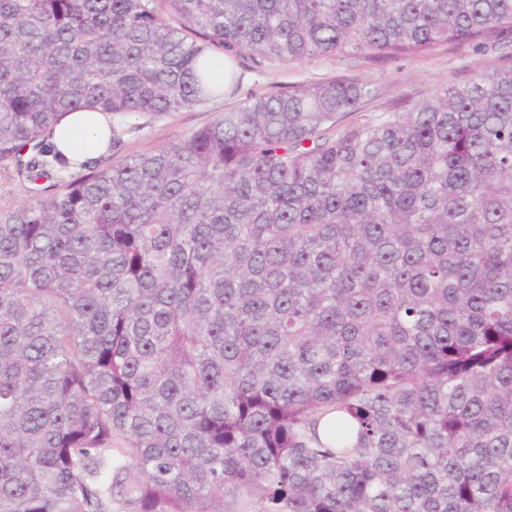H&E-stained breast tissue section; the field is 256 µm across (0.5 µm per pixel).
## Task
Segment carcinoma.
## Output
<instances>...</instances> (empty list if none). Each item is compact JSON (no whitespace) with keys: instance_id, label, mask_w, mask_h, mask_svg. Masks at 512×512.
I'll use <instances>...</instances> for the list:
<instances>
[{"instance_id":"1","label":"carcinoma","mask_w":512,"mask_h":512,"mask_svg":"<svg viewBox=\"0 0 512 512\" xmlns=\"http://www.w3.org/2000/svg\"><path fill=\"white\" fill-rule=\"evenodd\" d=\"M509 35L512 0H0V512H512V69L357 126L368 82L254 95L81 176L50 143L224 97L219 55ZM29 192L24 184L12 176V166L0 162V208H14L29 199Z\"/></svg>"}]
</instances>
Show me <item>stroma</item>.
Instances as JSON below:
<instances>
[{
	"mask_svg": "<svg viewBox=\"0 0 512 512\" xmlns=\"http://www.w3.org/2000/svg\"><path fill=\"white\" fill-rule=\"evenodd\" d=\"M511 67L512 40L483 48L443 42L421 54L388 60L354 52L290 63L245 58L239 62L241 82L234 92L191 110L141 116L137 130L120 138L111 158L118 161L150 153L183 139L210 124L220 113L238 107L251 93L273 94L330 79L371 81L377 95L362 109L344 115L342 123L349 126L395 110L404 101L429 96L444 85L465 82L483 70Z\"/></svg>",
	"mask_w": 512,
	"mask_h": 512,
	"instance_id": "1",
	"label": "stroma"
}]
</instances>
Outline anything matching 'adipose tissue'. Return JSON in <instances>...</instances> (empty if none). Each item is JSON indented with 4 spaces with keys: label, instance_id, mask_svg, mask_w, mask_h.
Masks as SVG:
<instances>
[{
    "label": "adipose tissue",
    "instance_id": "ef3b65f1",
    "mask_svg": "<svg viewBox=\"0 0 512 512\" xmlns=\"http://www.w3.org/2000/svg\"><path fill=\"white\" fill-rule=\"evenodd\" d=\"M52 142L73 164H90L112 150V126L102 113L83 110L66 115Z\"/></svg>",
    "mask_w": 512,
    "mask_h": 512
}]
</instances>
